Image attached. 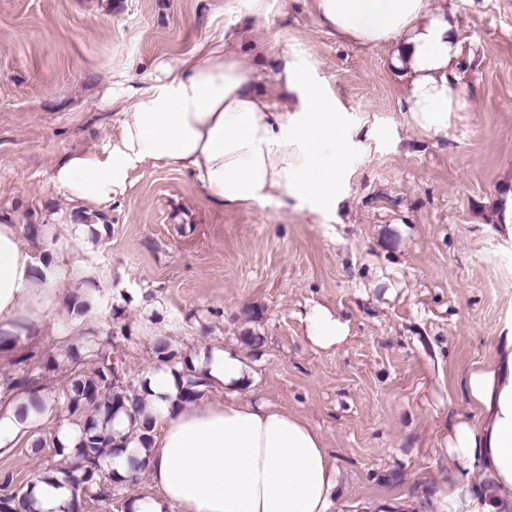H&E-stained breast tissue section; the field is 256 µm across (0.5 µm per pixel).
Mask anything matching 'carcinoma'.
<instances>
[{"mask_svg":"<svg viewBox=\"0 0 512 512\" xmlns=\"http://www.w3.org/2000/svg\"><path fill=\"white\" fill-rule=\"evenodd\" d=\"M88 284L85 297L73 303V309L79 315L93 305L97 284L93 279L88 280ZM153 349L161 367L184 364L179 375L187 378V382L181 387L179 401L191 402L203 394L198 389L199 381L190 378L186 358L179 357L172 349L169 337L153 336ZM114 354L112 343L101 342L97 329L88 327L59 353L48 358L44 366L45 370L51 371L61 362L77 365L66 389L58 392L46 386L35 388L33 380L26 377H0V392L4 396L30 394L29 403L20 406L18 411L21 419H31L30 427L37 426L49 415H58L69 422L76 434V443L70 464L63 472L73 489L80 491L87 485L95 489V500L104 510L112 508V497L117 492V484L122 482L112 473L104 474V457L114 448L126 447L132 440L149 444L156 420L142 396L144 384L113 379L114 367L119 365L113 359ZM85 361L92 365L88 372L79 369ZM122 414L128 419V429L124 433L115 432L112 422ZM77 461L83 462L84 466L73 467ZM33 490L31 484L0 497V512H36Z\"/></svg>","mask_w":512,"mask_h":512,"instance_id":"obj_1","label":"carcinoma"}]
</instances>
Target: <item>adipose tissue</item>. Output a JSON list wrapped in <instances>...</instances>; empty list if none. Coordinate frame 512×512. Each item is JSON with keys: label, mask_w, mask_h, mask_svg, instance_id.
Instances as JSON below:
<instances>
[{"label": "adipose tissue", "mask_w": 512, "mask_h": 512, "mask_svg": "<svg viewBox=\"0 0 512 512\" xmlns=\"http://www.w3.org/2000/svg\"><path fill=\"white\" fill-rule=\"evenodd\" d=\"M316 13L340 39L395 44L393 63L408 74V124L428 137L447 135L462 98L448 15L434 12L431 0H316ZM313 69L285 62L290 98L281 108L254 90V73L229 38L200 44L127 94L107 154L67 156L51 181L77 207L103 213L132 172L153 163L188 172L226 208L277 201L315 216L335 211L350 194L357 160L382 141L317 88ZM60 304L53 267L36 260L20 225L0 215V360L43 342ZM305 323L319 350L341 348L349 337L348 321L321 303ZM189 361L203 395L180 402L177 370L151 369L145 393L161 428L150 446L133 442L110 458L120 476L130 458L147 462L150 492L131 502V512H329L339 471L322 434L286 408L226 398L250 375L236 354L194 353ZM465 385L480 414L458 417L439 441L462 474L423 499H399V512H512V330L489 362L467 370Z\"/></svg>", "instance_id": "1"}]
</instances>
